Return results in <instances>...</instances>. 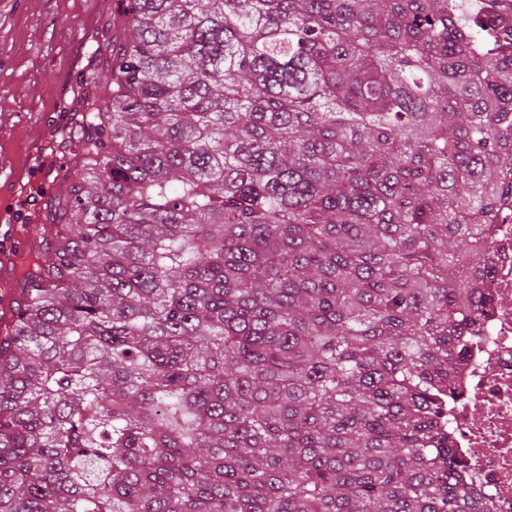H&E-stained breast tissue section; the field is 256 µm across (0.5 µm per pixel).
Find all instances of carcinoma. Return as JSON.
I'll use <instances>...</instances> for the list:
<instances>
[{
    "instance_id": "cac0c4a2",
    "label": "carcinoma",
    "mask_w": 512,
    "mask_h": 512,
    "mask_svg": "<svg viewBox=\"0 0 512 512\" xmlns=\"http://www.w3.org/2000/svg\"><path fill=\"white\" fill-rule=\"evenodd\" d=\"M0 335V512H487L443 445L512 195V0H117Z\"/></svg>"
}]
</instances>
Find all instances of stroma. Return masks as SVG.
I'll use <instances>...</instances> for the list:
<instances>
[{
	"label": "stroma",
	"instance_id": "stroma-1",
	"mask_svg": "<svg viewBox=\"0 0 512 512\" xmlns=\"http://www.w3.org/2000/svg\"><path fill=\"white\" fill-rule=\"evenodd\" d=\"M111 30L109 0H0V202L13 212L0 242L16 230L34 239L51 222L79 167L83 80L109 77Z\"/></svg>",
	"mask_w": 512,
	"mask_h": 512
}]
</instances>
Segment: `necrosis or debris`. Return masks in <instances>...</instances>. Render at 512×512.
Masks as SVG:
<instances>
[{"mask_svg":"<svg viewBox=\"0 0 512 512\" xmlns=\"http://www.w3.org/2000/svg\"><path fill=\"white\" fill-rule=\"evenodd\" d=\"M487 306L452 380L450 441L490 512H512V212L495 225Z\"/></svg>","mask_w":512,"mask_h":512,"instance_id":"necrosis-or-debris-1","label":"necrosis or debris"}]
</instances>
